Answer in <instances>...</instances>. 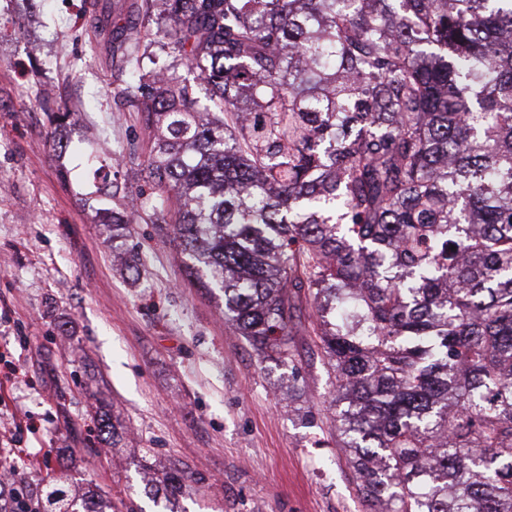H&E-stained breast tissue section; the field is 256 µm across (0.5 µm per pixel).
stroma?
I'll list each match as a JSON object with an SVG mask.
<instances>
[{
    "instance_id": "obj_1",
    "label": "stroma",
    "mask_w": 512,
    "mask_h": 512,
    "mask_svg": "<svg viewBox=\"0 0 512 512\" xmlns=\"http://www.w3.org/2000/svg\"><path fill=\"white\" fill-rule=\"evenodd\" d=\"M79 52L89 66L62 82ZM112 94L105 38L81 0H41L34 13L0 0V376L15 373L0 383V414L21 421L16 470L35 490L63 462L70 490L136 512H367L317 337L296 336L290 364L260 358L157 225L131 227L139 280L114 263L87 157L148 133L113 111ZM52 112L69 113L71 150H55ZM104 412L112 444L98 440ZM173 466L197 477L192 493L166 494Z\"/></svg>"
}]
</instances>
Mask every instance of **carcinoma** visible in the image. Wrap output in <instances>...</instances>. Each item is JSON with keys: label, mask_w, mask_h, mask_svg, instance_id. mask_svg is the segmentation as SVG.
Segmentation results:
<instances>
[{"label": "carcinoma", "mask_w": 512, "mask_h": 512, "mask_svg": "<svg viewBox=\"0 0 512 512\" xmlns=\"http://www.w3.org/2000/svg\"><path fill=\"white\" fill-rule=\"evenodd\" d=\"M90 7L151 223L260 356L308 310L370 512H512V0ZM120 165L93 170L114 238ZM66 480L43 512H108Z\"/></svg>", "instance_id": "cac0c4a2"}]
</instances>
